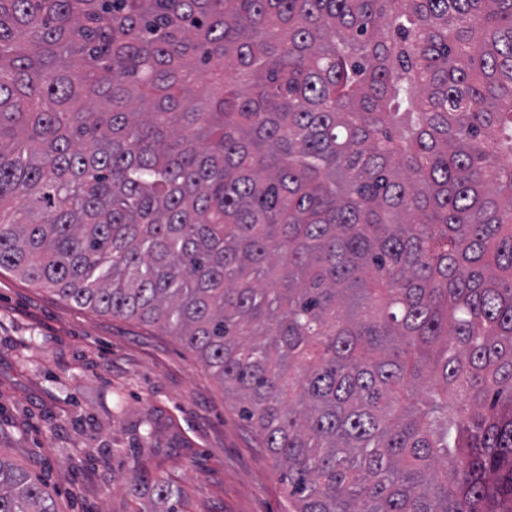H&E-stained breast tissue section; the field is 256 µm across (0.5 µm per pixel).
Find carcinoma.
Masks as SVG:
<instances>
[{
	"label": "carcinoma",
	"mask_w": 512,
	"mask_h": 512,
	"mask_svg": "<svg viewBox=\"0 0 512 512\" xmlns=\"http://www.w3.org/2000/svg\"><path fill=\"white\" fill-rule=\"evenodd\" d=\"M0 269L178 336L294 512H512V0H0Z\"/></svg>",
	"instance_id": "1"
}]
</instances>
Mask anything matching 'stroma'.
<instances>
[{
    "label": "stroma",
    "instance_id": "stroma-1",
    "mask_svg": "<svg viewBox=\"0 0 512 512\" xmlns=\"http://www.w3.org/2000/svg\"><path fill=\"white\" fill-rule=\"evenodd\" d=\"M0 454L59 512H151L132 468L181 512H289L281 471L177 336L59 299L0 269ZM128 480L131 484L151 483L160 512H180L178 491L169 482L161 479L152 480L151 476L137 469H132Z\"/></svg>",
    "mask_w": 512,
    "mask_h": 512
}]
</instances>
